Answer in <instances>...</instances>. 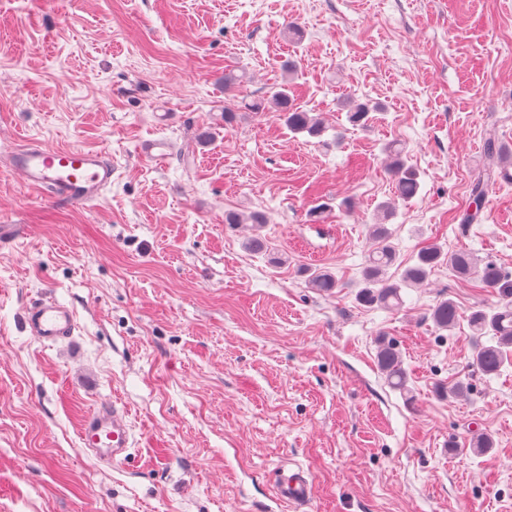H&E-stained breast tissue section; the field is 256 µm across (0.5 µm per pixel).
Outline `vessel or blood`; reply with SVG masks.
Listing matches in <instances>:
<instances>
[{"label":"vessel or blood","mask_w":512,"mask_h":512,"mask_svg":"<svg viewBox=\"0 0 512 512\" xmlns=\"http://www.w3.org/2000/svg\"><path fill=\"white\" fill-rule=\"evenodd\" d=\"M0 161L16 172L27 188L71 205L99 200L112 183V161L101 150H48L23 141L12 144L8 153L0 152ZM23 326L38 341L55 343L75 335L78 319L70 306L46 295L25 307ZM79 439L97 464L109 466L125 460L132 448L126 410L114 403L100 404L83 418ZM273 494L293 512H303L314 495L313 477L299 464L283 463L275 475Z\"/></svg>","instance_id":"vessel-or-blood-1"}]
</instances>
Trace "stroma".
Here are the masks:
<instances>
[{
    "label": "stroma",
    "instance_id": "35a3bbf8",
    "mask_svg": "<svg viewBox=\"0 0 512 512\" xmlns=\"http://www.w3.org/2000/svg\"><path fill=\"white\" fill-rule=\"evenodd\" d=\"M229 70L246 80L228 95ZM282 83L321 137L272 108L225 124L227 98ZM357 103L374 107L363 127ZM491 135L512 139V0H0V144L102 149L114 167L73 207L0 166V224L27 227L0 247V512H289L272 482L290 460L313 475L310 512H512V367L475 372L467 321L429 318L444 296L464 312L497 297L441 266L400 309L357 300L392 142L420 182L387 223L402 264L436 243L512 271V181L461 222L499 165ZM148 140L163 161L138 154ZM318 269L340 288H310ZM45 295L75 308L72 339L24 331ZM381 336L407 393L376 366ZM455 380L465 397L440 392ZM105 402L135 438L109 467L78 440ZM506 169H503L499 173H494L492 169L485 170L483 174H480L472 185V199L475 203V209H467L461 215L462 224H475L481 220V213L483 212L484 205V185L491 181L495 176H505Z\"/></svg>",
    "mask_w": 512,
    "mask_h": 512
}]
</instances>
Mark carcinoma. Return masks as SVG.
Segmentation results:
<instances>
[{"label": "carcinoma", "mask_w": 512, "mask_h": 512, "mask_svg": "<svg viewBox=\"0 0 512 512\" xmlns=\"http://www.w3.org/2000/svg\"><path fill=\"white\" fill-rule=\"evenodd\" d=\"M252 112H262L273 106L282 112L288 130L294 134L320 137L325 132L323 122L312 112L293 103L288 96V84L284 83L267 98L244 103ZM389 171L394 177L398 194L403 199L414 197L420 188L416 170L407 164L402 151L391 149ZM489 169L479 175L472 185L475 208L461 215V223L475 224L481 220L484 205V185L496 175ZM372 248L363 269L364 287L358 293V301L367 306L379 305L386 309L402 306L401 289L426 279L432 269L446 264L455 275H475L486 288L492 289L499 304L491 311L474 308L467 316L476 341L473 365L484 375H497L502 368L512 365V273H507L492 263L480 264L473 254L459 251L449 254L437 244L421 249L416 262L405 268L399 281L388 276V270L398 261L396 247L391 242V232L385 224H375L371 229ZM312 287L329 293L338 282L332 273L318 270L309 277ZM461 318L457 304L451 299H442L430 310V319L440 330L453 328ZM492 336L494 343L486 345L482 337ZM377 363L388 384L395 390H406L407 376L398 350L393 344L379 340L376 351Z\"/></svg>", "instance_id": "obj_1"}]
</instances>
